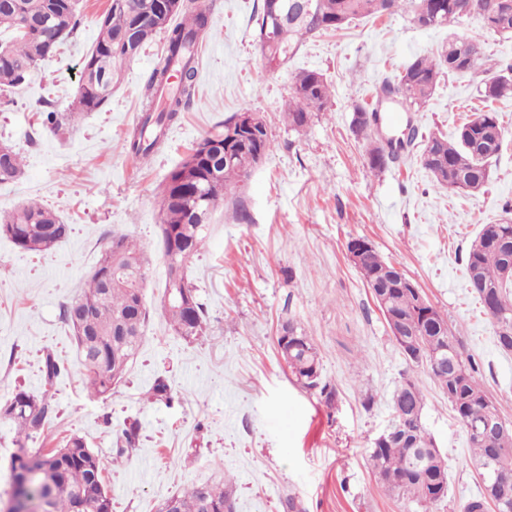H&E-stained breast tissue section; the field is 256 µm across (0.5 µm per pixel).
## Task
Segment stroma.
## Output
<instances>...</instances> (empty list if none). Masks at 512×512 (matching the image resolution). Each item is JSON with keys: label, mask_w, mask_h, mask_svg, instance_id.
<instances>
[{"label": "stroma", "mask_w": 512, "mask_h": 512, "mask_svg": "<svg viewBox=\"0 0 512 512\" xmlns=\"http://www.w3.org/2000/svg\"><path fill=\"white\" fill-rule=\"evenodd\" d=\"M257 2L221 0L201 40L194 105L147 159L129 154L125 140L143 115L147 78L165 57L162 33L124 65L109 102L84 113L65 138L41 128L40 101L69 110L109 0H80L74 34L9 105H0V142L12 144L25 164L20 180L0 183V217L33 200L70 227L45 253L20 250L0 235V403L20 391L47 392L53 406L41 435L23 443L14 424L0 418V497L11 490L19 445L47 452L78 435L100 458L112 512H158L191 485L227 479L236 512H283L291 495L305 512H417L385 492L367 461L392 421V398L409 368L347 254L354 238L368 240L444 314L512 423V353L497 347L496 327L464 271L481 225L503 218L512 200V99L498 105L506 143L475 195L437 186L415 151L372 171L351 126L355 106L390 112L373 98L375 85L414 57L435 53L449 35L482 33L487 55L502 65L512 64V37L483 32L473 16L423 28L405 10L310 38L273 70L256 41ZM302 71L324 74L332 97L327 111L296 131L282 111ZM479 89V76L443 74L411 119L422 134L454 136L480 106ZM246 110L265 119L272 150L239 196L211 215L204 246L188 267L207 329L186 340L160 308L166 264L158 194L214 126ZM115 231L147 257L142 294L149 319L124 382L98 395L62 305L78 295ZM288 318L313 338L323 376L337 389L334 402L293 382L276 341ZM49 354L61 367L50 384L43 373ZM412 373L425 395L423 425L447 463L448 497L438 512H459L481 489L468 432L429 373ZM160 375L171 387L162 401L148 395ZM132 422L136 446L114 460L116 436Z\"/></svg>", "instance_id": "1"}]
</instances>
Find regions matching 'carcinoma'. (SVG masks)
<instances>
[{
	"label": "carcinoma",
	"instance_id": "obj_1",
	"mask_svg": "<svg viewBox=\"0 0 512 512\" xmlns=\"http://www.w3.org/2000/svg\"><path fill=\"white\" fill-rule=\"evenodd\" d=\"M0 27L12 33L11 40L0 43V91L26 81L30 72L51 54L61 40L79 25L78 0H0ZM154 0H111L99 20V36L93 49L83 60L81 77L70 112L43 113L42 125L53 135L68 130L72 116L95 112L112 96V84L119 81L120 72L132 61L157 33H167V55L164 65L149 76L144 96L147 109L127 138L129 153L146 158L160 145L168 126L177 121L194 100L197 66L195 46L210 28L211 14L220 6L210 0L201 9L196 0H182L177 15L182 21L173 25L172 17L160 16L153 8ZM275 6L274 0H261L256 7L257 33L263 56L279 59L281 64L295 55L304 40L330 30H339L355 20L392 14L408 8L419 26L425 17L435 19L434 27H444L468 15L480 18L484 30L512 36V13L505 15L499 0H311L312 14L272 27L268 38L262 36L265 17ZM483 36L478 34L460 40L448 38V43L436 57L418 56L402 72L386 76L375 87L379 101L396 100L409 112H417L435 92L439 75L448 70L459 74H482L483 97L490 101L512 98V65L498 67L490 62L484 50ZM109 78L102 80L100 74ZM331 98L330 86L323 74L304 71L294 77L291 98L283 112L284 119L295 130L305 128L313 113L327 110ZM365 109H355L352 129L367 144L370 169L381 171L396 162L401 152L413 147L419 139V128L410 122L402 138L383 145L375 131L361 121ZM506 134L498 112L490 108L474 113L472 119L458 131L456 140L442 136L428 138L422 156V166L434 182L451 191L476 194L490 177V165L499 155ZM8 160L0 162V183L18 180L23 174L22 161L7 143ZM271 143L267 130L250 145L238 150L235 163H224L222 156H194L184 159L174 169L160 192V247L166 263L170 253H176L183 264V280L191 293L196 288L188 276V263L200 251L206 223L197 215L208 216L209 203L219 204L234 194L256 166L257 155L267 156ZM68 225L60 216L36 202L15 208L0 223V234L29 252H44L66 238ZM512 261V222L484 224L472 240L466 257L469 285L496 287L502 283L506 265ZM117 264L125 268L123 280L112 288L103 287L97 272L85 282L81 295L63 305L78 354L89 373L91 388L105 394L120 383L134 357L148 318L142 288L146 259L141 248L121 232L111 234L101 251L97 267L107 269ZM383 317L392 313L414 328L421 325L418 298L412 286L387 287L395 274V265L385 261L368 247L355 263ZM164 313L175 333L184 339L202 334L207 325L206 310L198 297L192 306L183 308L172 302L162 304ZM87 317L93 327L87 336L80 334L74 313ZM296 344L281 351L291 375L302 388L313 391L326 403L336 396V388L322 377L321 358L313 339L292 319L283 321ZM406 361L428 371L456 416L464 421L485 411L497 410L488 397L476 373L478 364L466 355L459 340L451 335L436 336L430 332L422 337V345L402 349ZM448 357V370L438 372L430 367L433 357ZM424 410V395L411 375L403 377L393 395V420L396 426L412 412ZM52 413L51 399L46 395L17 392L0 404V415L11 420L19 430L31 437L43 430ZM135 428L124 429L116 437L117 454L122 455L136 444ZM469 443L474 462L488 455V448L499 449V469L512 482V428L490 446L471 436ZM434 458L440 453L434 439L424 433L421 446L414 448L399 434L369 448V461L382 486L398 497L416 504L421 512H434L448 497V477L437 465L417 467L422 454ZM36 469L38 474L28 490V499L36 503L42 487L51 486L54 495L48 512H80L78 504H92L96 512H112L111 500L104 488L99 458L77 435L69 437L58 449L31 452L19 448L12 470ZM175 512H235L233 489L229 485L202 483L193 485L173 497Z\"/></svg>",
	"mask_w": 512,
	"mask_h": 512
}]
</instances>
